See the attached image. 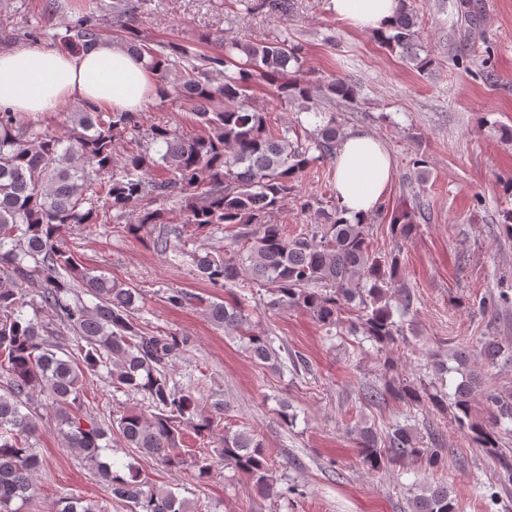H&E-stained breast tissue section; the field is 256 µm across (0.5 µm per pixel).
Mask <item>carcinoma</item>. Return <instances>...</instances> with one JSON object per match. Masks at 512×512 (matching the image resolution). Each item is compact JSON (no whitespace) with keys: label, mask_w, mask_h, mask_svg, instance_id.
Segmentation results:
<instances>
[{"label":"carcinoma","mask_w":512,"mask_h":512,"mask_svg":"<svg viewBox=\"0 0 512 512\" xmlns=\"http://www.w3.org/2000/svg\"><path fill=\"white\" fill-rule=\"evenodd\" d=\"M126 42L158 76V96L188 101L206 131L181 136L165 124L147 133L149 146L139 145L140 123L135 112H115L82 106L70 113L73 132L67 139L37 133L16 112H0V372L7 384L0 393V512H18L14 500H27L41 460L31 439L42 417L38 396L48 400L65 446L85 459L107 483L112 500L129 512H192L190 503L172 490L154 483L136 460L126 473L113 470L104 453L113 437L122 447L155 459L166 469L178 468L183 431L203 435L219 425L223 405L202 406L192 391L170 384L167 365L181 351L183 339L172 334L144 332L134 321L136 295L104 275H95L73 253L59 247L58 239L70 224H105L110 211L138 210V230L166 223L162 205L173 199L184 203L185 223L199 227L219 224H252L248 247L237 253L206 252L193 256L197 275L213 284L229 286L244 275L274 296L272 303L309 313L318 323L341 327V312L357 304L362 315L347 326L362 332L384 350L382 367L394 368L391 353L402 338V322L412 299L396 287L399 256L389 262L376 259L369 250L368 225L349 219L334 205L320 210V226L311 234L293 239L284 236L271 216L297 196L299 175L313 162L336 157L341 130L331 115L303 145L288 137V129L273 131L266 112L253 105L250 84L265 80L274 87L281 103L303 102L317 109L313 87L298 75L297 48L283 42L250 44L226 42L214 54L185 48L164 53V46L141 42L137 20L128 4L112 5ZM416 12L410 0H400L398 18L391 33L377 37L387 48L398 47L418 60ZM104 39L102 25L84 19L63 37L70 51H82ZM237 68L234 75L228 67ZM172 67L183 69V78L167 81ZM328 97L356 101L353 86L344 80H328ZM131 135L137 149L114 168L116 137ZM163 145L151 154L150 146ZM318 152L313 156L310 151ZM102 199L100 207L92 199ZM90 207H84L85 203ZM415 213L398 211L391 217L395 235L407 238L415 227ZM83 288L98 303L89 308L71 298ZM398 298L392 305V298ZM33 317L24 315L25 308ZM47 312L69 326L83 344L77 355L49 339L42 320ZM211 321L224 334L245 343L258 365L274 367L278 354L268 337L255 332L249 318L233 303L213 302L207 308ZM512 361V341L487 340L479 350L459 349L454 354L461 381L453 394L428 395L436 408L452 407L458 429L467 432L483 448H495L494 434H512V392L490 388L478 363L495 365ZM111 366L112 384L138 393L154 413L126 410L104 428L81 414V382L85 373ZM488 405L485 422L472 421L476 398ZM393 399L423 405L422 396L407 385L371 389L366 401L379 406ZM356 445L371 469L405 459H418L436 470L445 462L444 449L423 447L413 428L392 424L384 433L370 426L356 430ZM224 466L248 475L255 491L281 496L267 449L248 430L225 432L223 445L214 453L203 452L193 460L198 477L210 476L213 457ZM411 512H459L448 486L423 488L409 501ZM56 512H102L90 499L68 497Z\"/></svg>","instance_id":"obj_1"}]
</instances>
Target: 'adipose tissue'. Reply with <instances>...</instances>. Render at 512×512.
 Listing matches in <instances>:
<instances>
[{
    "instance_id": "1",
    "label": "adipose tissue",
    "mask_w": 512,
    "mask_h": 512,
    "mask_svg": "<svg viewBox=\"0 0 512 512\" xmlns=\"http://www.w3.org/2000/svg\"><path fill=\"white\" fill-rule=\"evenodd\" d=\"M339 21L372 33L387 30L399 0H331ZM157 82L125 46L100 42L76 54L28 46L0 51V110L34 116L79 100L135 112L155 96ZM392 180L391 159L372 134L355 132L336 147V199L350 217H366Z\"/></svg>"
}]
</instances>
